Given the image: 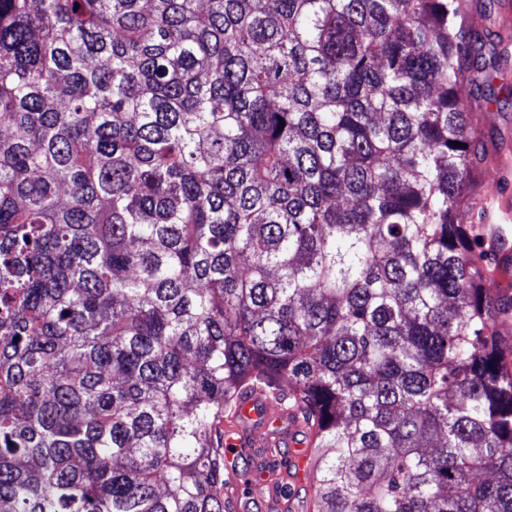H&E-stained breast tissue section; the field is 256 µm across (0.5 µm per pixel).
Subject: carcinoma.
<instances>
[{
    "instance_id": "1",
    "label": "carcinoma",
    "mask_w": 512,
    "mask_h": 512,
    "mask_svg": "<svg viewBox=\"0 0 512 512\" xmlns=\"http://www.w3.org/2000/svg\"><path fill=\"white\" fill-rule=\"evenodd\" d=\"M458 0H0V512H233L246 385L304 512H512ZM461 146H455V143ZM224 462L235 497L236 510L250 512V503L254 496L247 492L238 493L240 470L236 461L246 457L251 462L247 471L252 482L264 488L267 509L278 510L283 507L279 495V486L284 474L296 470L297 479L304 478L308 472L311 456V443L304 424L297 415L283 405L276 404L266 393L260 390H248L241 394L233 416L224 422ZM279 448H288L287 458H279V466L271 468L272 452ZM244 497V500H243ZM253 512H271L265 505L254 500Z\"/></svg>"
}]
</instances>
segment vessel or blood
Returning <instances> with one entry per match:
<instances>
[{"mask_svg": "<svg viewBox=\"0 0 512 512\" xmlns=\"http://www.w3.org/2000/svg\"><path fill=\"white\" fill-rule=\"evenodd\" d=\"M484 211L511 216L512 195L488 187ZM223 443L228 475L237 473L238 458H248L252 481L263 487L269 512L283 506L279 487L284 474L292 470L302 476L308 471L312 448L304 424L291 409L259 390L241 394L234 415L224 423Z\"/></svg>", "mask_w": 512, "mask_h": 512, "instance_id": "vessel-or-blood-1", "label": "vessel or blood"}]
</instances>
